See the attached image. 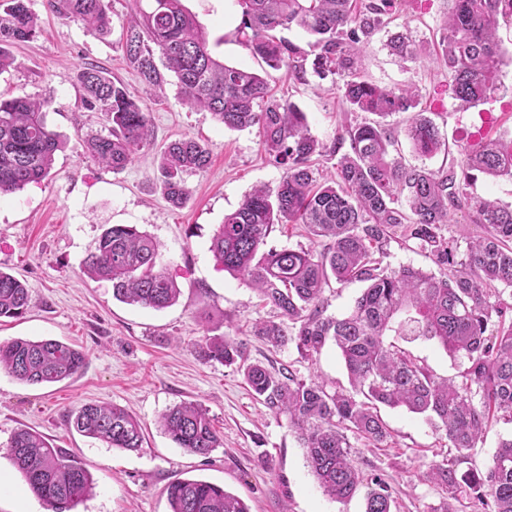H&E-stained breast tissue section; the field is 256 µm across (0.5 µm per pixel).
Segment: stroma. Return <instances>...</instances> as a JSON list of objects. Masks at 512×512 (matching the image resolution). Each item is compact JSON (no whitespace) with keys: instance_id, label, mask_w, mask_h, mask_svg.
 I'll return each instance as SVG.
<instances>
[{"instance_id":"1","label":"stroma","mask_w":512,"mask_h":512,"mask_svg":"<svg viewBox=\"0 0 512 512\" xmlns=\"http://www.w3.org/2000/svg\"><path fill=\"white\" fill-rule=\"evenodd\" d=\"M111 4V31L103 36L56 16L46 0H29L42 32L13 45L15 64L0 73L1 97L54 99L47 123L65 141L47 178L0 198V270L24 281L30 295L23 316L0 319V342L56 339L85 355L74 378L54 384L24 383L0 370V477L6 480L0 512H50L9 457L8 442L20 427L67 449L91 473L95 489L73 512H169L165 488L185 477L223 486L246 500L251 512H364L362 495L335 501L324 494L286 417L265 408L241 373L194 351L205 334H230L247 341L251 361L285 366L297 377L315 376L332 386L348 383L334 346L308 357L295 344L275 349L251 336L254 323L279 321V312L220 269L209 250L225 215L256 187L276 190L284 168L265 152L257 129H228L210 112L185 105L172 72H165L163 87L140 83L119 47L135 4ZM182 4L203 28L212 56L262 76L275 97L306 113L310 133L320 143L331 144L345 126L364 120V113L348 110L331 79L311 74L300 83L254 56L237 34V0ZM448 8V0H396L391 22L372 37L361 59L363 71L379 86L415 84L422 108L440 130L442 149L424 157L402 134L406 115L385 119L386 128L400 131V154L412 166L449 165L458 154L461 132L475 131L490 115L496 118L487 127L490 135L512 136V23L502 22L498 29L509 58L500 90L465 109L449 97L448 71L436 61L432 44ZM405 30L421 59L392 54L391 36ZM90 63L123 83L150 111V145L118 173L86 152V138L106 131L101 113L82 104L78 75ZM185 136L204 144L210 161L206 169L186 175L187 198L175 207L162 193L158 161L166 143ZM114 224L136 225L160 244L166 271L181 291L173 306L153 310L120 302L110 282L83 273L82 260ZM396 342L440 377L459 378L467 365L463 356L449 355L421 337L400 336ZM184 401L201 403L223 440L208 456L187 453L160 426L161 414ZM86 403L115 405L136 417L144 433L141 449L109 448L78 434L67 416ZM381 414L390 431L387 441L375 448L349 435L351 455L364 474L388 483L394 512H430L446 491L423 473L447 457L448 442L422 416L386 407ZM511 437L512 421L492 422L476 447L455 463L457 474L486 471L500 441Z\"/></svg>"}]
</instances>
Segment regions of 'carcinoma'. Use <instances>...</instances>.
I'll list each match as a JSON object with an SVG mask.
<instances>
[{"instance_id": "obj_1", "label": "carcinoma", "mask_w": 512, "mask_h": 512, "mask_svg": "<svg viewBox=\"0 0 512 512\" xmlns=\"http://www.w3.org/2000/svg\"><path fill=\"white\" fill-rule=\"evenodd\" d=\"M0 10V72L14 64L7 51L33 40L39 18L26 0H6ZM136 13L121 39L129 66L142 83L164 82L159 66L173 72L182 100L210 112L224 127L258 129L275 161L286 167L276 193L254 189L224 216L210 251L224 271L242 279L283 321L261 322L253 335L276 347L293 342L313 355L327 344L340 351L350 388H329L317 379L277 374L248 361L247 343L226 334L205 336L194 345L202 358L236 366L252 391L297 433L308 467L323 492L334 500L364 489V512H393L390 486L366 476L355 465L347 432L372 445L386 441L388 429L379 406L425 414L444 432L448 449L461 454L476 447L492 419L512 418V205L469 193L475 174L512 181V138L483 139L462 146L450 168L409 166L394 154L397 136L378 121L350 125L327 147L314 139L306 113L270 94L267 82L248 68L226 65L211 56L204 31L181 0H134ZM238 34L268 67L286 68L306 82V64L320 77L339 78L336 89L352 112L381 119L407 113L420 104L417 88L388 89L369 81L358 57L386 21L393 0H237ZM60 17L105 34L110 0H47ZM502 20L512 21V0H451L436 32L439 60L448 69L451 98L461 106L499 90L503 51L497 38ZM298 27L311 36L302 48L275 35ZM391 50L405 58L420 55L405 33L391 37ZM85 108L102 113L108 134L86 139L88 154L116 173L150 143V114L123 84L95 66L79 76ZM54 100L16 97L0 100V195L46 178L61 136L48 127ZM404 134L423 156L440 149L439 129L424 111L408 119ZM336 158L333 175L318 180L314 155ZM208 149L192 138L169 143L158 170L167 200L187 197L183 175L204 170ZM467 210L484 235L460 251L442 226ZM302 224L323 242L319 251L268 246L276 224ZM400 234L429 253L440 274L384 263L383 244ZM83 273L112 283V296L124 303L161 310L175 304L180 288L162 263L158 242L130 224H114L96 250L82 260ZM365 284L353 309L343 317L326 314L323 292L330 281ZM29 305L26 286L0 271V318H17ZM409 327L467 359L462 381L432 374L410 353L388 340L395 327ZM84 355L56 339H14L0 343V369L31 384H54L73 377ZM78 433L109 448H142L139 421L108 405L84 404L69 414ZM164 432L186 452L206 457L221 438L208 411L184 403L161 416ZM9 455L29 490L51 512H71L92 494L94 480L81 461L51 447L38 432L21 427L9 441ZM424 476L445 486L448 497L431 512H452L460 489L444 460ZM474 498L489 512H512V438L500 443L484 473L464 478ZM170 512H251L248 503L223 487L201 479H176L165 488Z\"/></svg>"}]
</instances>
